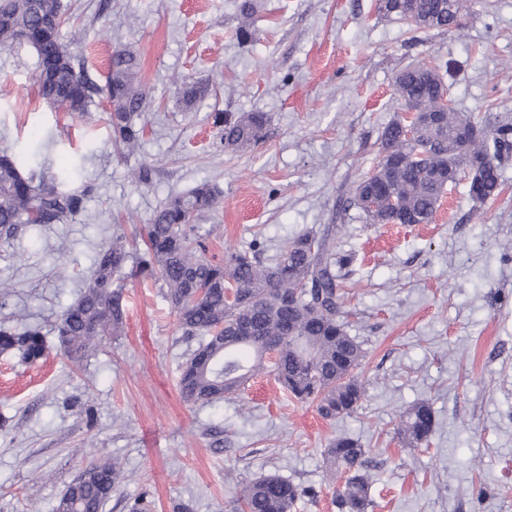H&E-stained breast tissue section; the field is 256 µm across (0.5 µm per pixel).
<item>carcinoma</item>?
Returning a JSON list of instances; mask_svg holds the SVG:
<instances>
[{
	"label": "carcinoma",
	"instance_id": "obj_1",
	"mask_svg": "<svg viewBox=\"0 0 512 512\" xmlns=\"http://www.w3.org/2000/svg\"><path fill=\"white\" fill-rule=\"evenodd\" d=\"M258 0H241V24L235 36L245 41L259 12ZM467 0H379L378 10L409 25L430 31L457 25ZM66 12L61 0H0V49L22 41L38 57L39 97L50 106L83 114L93 94L110 105L108 117L115 146L132 151L139 146L145 95L136 84L138 61L133 52L112 53L102 87L77 71L61 39ZM443 66L436 62L413 64L394 81L403 109L441 113L439 129L423 127L410 142L400 120L388 123L380 136V160L354 189L355 201L372 224H429L444 190L443 176L455 164L460 149L473 163L470 199L479 205L493 202L503 192L501 165L512 155V122L500 116L475 118L445 103L449 93ZM203 83H181L182 98L190 104L208 93ZM224 124V147L243 151L264 140L268 118L262 113L235 119L216 116ZM482 126L488 133L460 143L453 133L467 126ZM88 187L65 188L54 174L30 169L26 155L0 150V243L13 239L21 224H55L84 208ZM221 202V192L201 182L185 193L170 196L145 225V247L134 246L119 232L98 252L93 271L79 299L61 313L56 329L60 347L75 363L92 355L103 337L116 336L124 327L125 302L118 281L122 278L156 279L176 312L182 335L203 341L186 358L180 392L192 404L221 400L254 376L272 369L280 384L294 397L316 403L320 415L334 420L353 412L364 396L355 375L363 359L361 345L348 335L340 318L337 276L331 268L335 246L327 234L307 232L288 242L269 261L254 250H235L225 262L213 263L202 255L203 235L196 221ZM234 289V299L225 289ZM252 330L243 344L237 333ZM276 347V360L266 355ZM0 351H17L35 362L46 351L38 328L23 331L0 328ZM434 428L429 405L420 403L403 413L397 428L400 444L418 448ZM329 468L348 477L336 493L338 512H367L371 477L366 451L358 440L339 436L325 449ZM124 475L108 460L90 463L69 484L54 512H101ZM306 491L276 475H267L237 489L241 512H292Z\"/></svg>",
	"mask_w": 512,
	"mask_h": 512
}]
</instances>
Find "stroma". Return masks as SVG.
I'll use <instances>...</instances> for the list:
<instances>
[{
    "instance_id": "stroma-1",
    "label": "stroma",
    "mask_w": 512,
    "mask_h": 512,
    "mask_svg": "<svg viewBox=\"0 0 512 512\" xmlns=\"http://www.w3.org/2000/svg\"><path fill=\"white\" fill-rule=\"evenodd\" d=\"M240 0H62L76 68L104 84L113 51L140 62L144 135L117 150L109 104L86 115L37 95L33 48L0 49V149L28 152L49 172H77L84 210L62 223L20 226L0 244V327H40L47 353L30 364L0 353V512H53L96 459L127 478L104 512H231L235 485L276 474L306 488L294 512H336L346 479L324 450L358 439L373 475L367 512H512V158L498 200L474 209L466 173L429 224H371L354 199L375 166L383 128L402 117L397 73L451 62L457 111L512 117V0H472L457 27L418 32L383 16L378 0H262L250 41L235 38ZM210 95L185 104L175 82ZM261 112L266 138L220 144L217 113ZM152 171L137 185L129 174ZM222 193L205 214L207 259L259 248L269 258L307 230L330 231L341 262L342 319L362 347L365 393L327 421L272 375L237 394L190 404L182 336L161 281L125 280L126 321L82 363L65 358L55 326L114 232L143 235L154 211L201 182ZM425 402L435 428L404 448L401 414Z\"/></svg>"
}]
</instances>
